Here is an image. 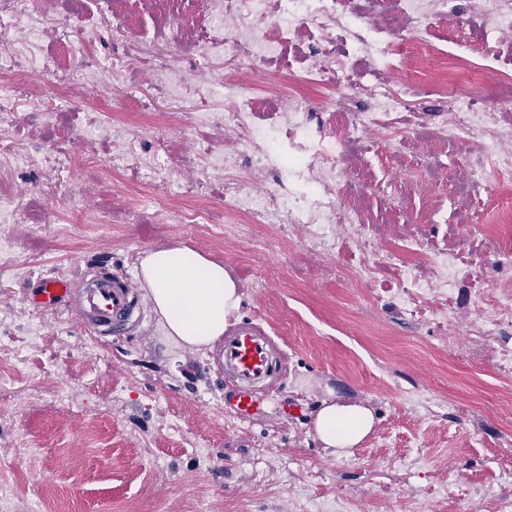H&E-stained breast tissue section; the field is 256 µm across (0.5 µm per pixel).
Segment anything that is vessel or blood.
<instances>
[{
	"label": "vessel or blood",
	"mask_w": 512,
	"mask_h": 512,
	"mask_svg": "<svg viewBox=\"0 0 512 512\" xmlns=\"http://www.w3.org/2000/svg\"><path fill=\"white\" fill-rule=\"evenodd\" d=\"M34 302L43 307L73 308L80 321L99 336H117L141 319L140 293L127 276L88 273L78 282L50 278L41 281ZM285 356L260 324L244 322L224 335L218 365L233 382V408L238 417L250 415L257 399L284 371Z\"/></svg>",
	"instance_id": "1"
}]
</instances>
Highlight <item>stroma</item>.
Returning a JSON list of instances; mask_svg holds the SVG:
<instances>
[{
	"mask_svg": "<svg viewBox=\"0 0 512 512\" xmlns=\"http://www.w3.org/2000/svg\"><path fill=\"white\" fill-rule=\"evenodd\" d=\"M104 0H51L43 50L66 47L57 94L46 93L32 60H16L15 115L0 144L27 158L0 172L22 218L0 224L15 272L0 275V461L23 476L0 512H498L512 500V315L495 306L512 291V231L493 222L503 191L492 180L496 151L458 130L448 144L434 129L456 122L437 87L407 84L381 66L363 112L394 99L386 126L347 147L345 177L323 209L244 233L224 210V175L195 185L201 150H237L240 117L225 79L252 74L276 89L255 123L275 129L265 167L247 166L258 187L280 180L300 194L335 174V158L314 152L336 133V114L311 91L313 116L296 136L286 113L293 93L285 58L261 62L185 48L175 27L156 24L149 0H114L136 10L130 31L102 28ZM438 64L477 51L495 70L472 83L476 104L493 93L497 70L512 71V33L488 45L487 18L512 0H419ZM154 41L152 54L140 40ZM319 65L359 77L367 54L328 36ZM179 59L184 89L170 97L155 72ZM94 84L74 91L76 73ZM62 109L48 126L44 115ZM129 162L112 171L107 157ZM363 197L371 223H335L316 243L313 224ZM193 205L213 224H173L169 205ZM68 225L67 236L58 229ZM419 243L408 253L406 239ZM180 243L222 262L243 301L233 323L261 319L285 355L282 379L263 411L239 421L232 387L214 350L189 352L165 337L143 302L130 333L97 337L74 311H40L28 295L40 279L103 271L138 278L145 251ZM98 349H85L88 338ZM69 402L54 403V392ZM360 401L373 431L339 458L314 440L322 401Z\"/></svg>",
	"mask_w": 512,
	"mask_h": 512,
	"instance_id": "obj_1",
	"label": "stroma"
}]
</instances>
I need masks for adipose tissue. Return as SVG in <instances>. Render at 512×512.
Returning a JSON list of instances; mask_svg holds the SVG:
<instances>
[{
    "label": "adipose tissue",
    "instance_id": "adipose-tissue-1",
    "mask_svg": "<svg viewBox=\"0 0 512 512\" xmlns=\"http://www.w3.org/2000/svg\"><path fill=\"white\" fill-rule=\"evenodd\" d=\"M139 278L165 336L192 351L221 339L229 318L241 307L237 284L223 263L184 245L142 254ZM374 425V415L363 403L326 401L316 414L313 433L323 447L341 457L369 435Z\"/></svg>",
    "mask_w": 512,
    "mask_h": 512
}]
</instances>
